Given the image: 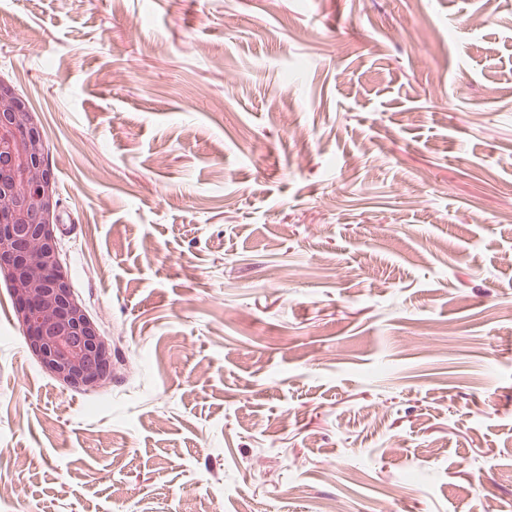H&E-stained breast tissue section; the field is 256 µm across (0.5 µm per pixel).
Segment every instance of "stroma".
I'll return each mask as SVG.
<instances>
[{"mask_svg":"<svg viewBox=\"0 0 512 512\" xmlns=\"http://www.w3.org/2000/svg\"><path fill=\"white\" fill-rule=\"evenodd\" d=\"M76 390L0 274V512H512V0H0Z\"/></svg>","mask_w":512,"mask_h":512,"instance_id":"35a3bbf8","label":"stroma"}]
</instances>
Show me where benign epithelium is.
<instances>
[{"label":"benign epithelium","mask_w":512,"mask_h":512,"mask_svg":"<svg viewBox=\"0 0 512 512\" xmlns=\"http://www.w3.org/2000/svg\"><path fill=\"white\" fill-rule=\"evenodd\" d=\"M29 106L0 85V271L10 281L29 349L74 388L105 383L108 339L73 298L57 257L53 217L60 208Z\"/></svg>","instance_id":"benign-epithelium-1"}]
</instances>
